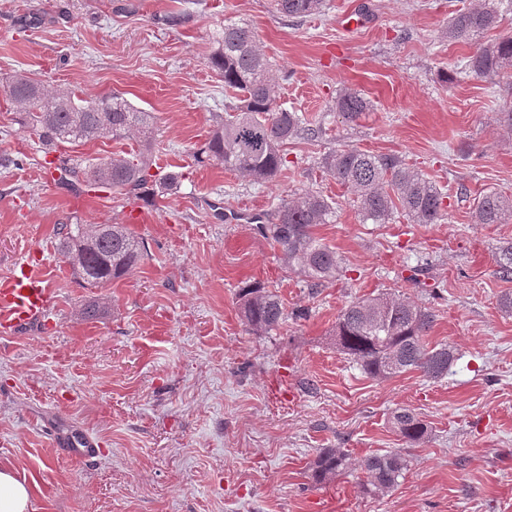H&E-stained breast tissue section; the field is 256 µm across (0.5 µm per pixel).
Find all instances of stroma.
Masks as SVG:
<instances>
[{"mask_svg":"<svg viewBox=\"0 0 512 512\" xmlns=\"http://www.w3.org/2000/svg\"><path fill=\"white\" fill-rule=\"evenodd\" d=\"M478 0H326L294 22L269 0H0V277L38 252L60 302L49 322L0 336V462L34 483V512H512V311L501 306L496 253L512 222L476 224L481 192L512 195V129L500 123L512 73H461L469 46L444 35ZM370 7V20L337 19ZM188 14L170 26L166 16ZM250 25L276 64L277 102L321 121L314 141L288 142L287 170L253 184L196 151L224 114L210 64L225 20ZM23 74L100 98L125 94L153 117L152 173H182L156 200L74 192L41 166L3 90ZM372 109L358 124L335 109L342 88ZM343 145L402 155L446 195L438 224L361 223L351 193L322 173ZM337 202L316 235L336 248V277L310 292L262 227L292 190ZM133 226L148 256L105 288H88L57 251L62 224ZM274 288L307 309L263 335L246 327L243 288ZM409 297L436 315L432 343L453 347L446 377L365 376L332 338L351 301ZM99 303L85 321L82 307ZM432 429L406 447L393 413ZM94 438L88 460L75 446ZM406 448L398 486L365 493L357 471L314 483L323 448L359 459Z\"/></svg>","mask_w":512,"mask_h":512,"instance_id":"obj_1","label":"stroma"}]
</instances>
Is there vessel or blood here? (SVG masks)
Returning a JSON list of instances; mask_svg holds the SVG:
<instances>
[{"label": "vessel or blood", "mask_w": 512, "mask_h": 512, "mask_svg": "<svg viewBox=\"0 0 512 512\" xmlns=\"http://www.w3.org/2000/svg\"><path fill=\"white\" fill-rule=\"evenodd\" d=\"M59 297L34 259L16 263L0 278V334L14 335L52 315Z\"/></svg>", "instance_id": "vessel-or-blood-1"}]
</instances>
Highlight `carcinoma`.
<instances>
[{"mask_svg": "<svg viewBox=\"0 0 512 512\" xmlns=\"http://www.w3.org/2000/svg\"><path fill=\"white\" fill-rule=\"evenodd\" d=\"M324 0H271L272 11L293 20H305L322 12ZM512 13V0H480L473 7L453 11L448 19V42L474 47L463 61L464 72L475 78H493L512 70V38L492 46L481 39L497 27L504 14ZM210 58L224 78V112L196 161L217 162L254 183L275 179L288 167L284 146L290 140L322 137L321 123L276 104L277 81L271 61L262 52L251 28L226 21L213 35ZM8 96L20 128L37 137L42 153L55 154L47 165L61 172L60 183L73 190L106 189L121 194L153 198L177 188L179 172L161 178L149 173L151 113L134 106L118 93L88 99L71 88H49L24 75L15 76ZM372 107L364 93L347 88L336 97V112L346 123L357 122ZM133 140L138 151L132 157L113 152L103 158H84L59 153L66 144L98 140ZM324 172L354 196L361 223L391 224L403 216L415 224H439L445 217V196L435 183L415 171L395 153H373L344 146L327 154ZM512 217V197L495 190L479 196L473 213L476 224H504ZM336 221V202L319 190L300 189L283 200L275 222L261 225L277 245L289 270L318 288L336 277L340 258L336 249L315 236L320 224ZM58 250L74 274L91 288H104L125 276L147 256L144 242L122 224H62ZM498 275L512 280V243L499 248ZM241 316L256 334L280 329L288 316H305L303 310L287 312L277 291L266 286L246 288L240 297ZM435 315L408 297L389 292L361 298L345 306L336 318V349L362 371L386 379L416 370L428 379L448 375L456 360L446 344L430 345L427 336ZM392 428L411 446L423 443L430 426L415 414L395 413ZM351 465L340 448H324L310 463L311 477L319 482L336 478ZM409 466L400 450L371 453L357 463L363 489L383 495L398 485Z\"/></svg>", "mask_w": 512, "mask_h": 512, "instance_id": "1", "label": "carcinoma"}]
</instances>
